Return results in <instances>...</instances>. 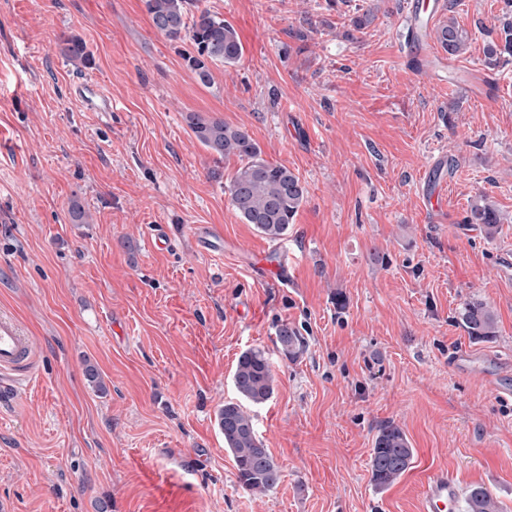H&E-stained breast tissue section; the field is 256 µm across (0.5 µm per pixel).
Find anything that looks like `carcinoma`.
<instances>
[{"label": "carcinoma", "instance_id": "carcinoma-1", "mask_svg": "<svg viewBox=\"0 0 512 512\" xmlns=\"http://www.w3.org/2000/svg\"><path fill=\"white\" fill-rule=\"evenodd\" d=\"M505 12L497 37L484 48L486 67L496 70L512 61V0H504ZM153 27L173 44L190 42L193 50L183 52L187 66L203 84L211 82V65L237 64L243 46L232 24L206 8L199 0H144ZM436 40L450 56L466 50L468 32L452 21L436 29ZM63 55L72 62L85 63L89 54L85 42L70 36L63 42ZM196 140L226 159L239 162L228 187L230 203L247 224L272 240L288 234L289 224L305 200L306 189L300 177L285 165L272 164L262 156L249 133L220 118L192 112L186 117ZM467 224L482 226L486 237H494L502 223L499 211L491 204H475L465 217ZM460 320L468 334L476 339L496 335L493 311L481 300L465 303ZM275 344L289 359L304 349L299 331L281 323L275 330ZM233 385L239 400L224 403L216 416L241 486L250 492L264 493L277 487L282 471L272 454L257 437L248 407L266 403L274 392V378L268 352L261 347L248 348L238 357ZM414 449L404 430L387 423L375 437L370 457L371 479L379 489L393 485L410 468ZM466 512H498L490 494L480 486L470 488L465 498Z\"/></svg>", "mask_w": 512, "mask_h": 512}]
</instances>
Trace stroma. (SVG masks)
Returning a JSON list of instances; mask_svg holds the SVG:
<instances>
[{
	"instance_id": "stroma-1",
	"label": "stroma",
	"mask_w": 512,
	"mask_h": 512,
	"mask_svg": "<svg viewBox=\"0 0 512 512\" xmlns=\"http://www.w3.org/2000/svg\"><path fill=\"white\" fill-rule=\"evenodd\" d=\"M403 2L200 0L244 46L206 86L143 0H0V311L41 344L33 380L0 386V512H419L440 469L512 512V396L486 379L512 367V63L483 64L504 2L444 0L439 17L467 31L450 63L490 81L481 98L406 68ZM72 35L90 53L78 68L61 53ZM85 78L112 111L72 94ZM190 112L243 127L300 177L285 239L235 213L238 161L195 139ZM481 202L503 217L491 239L465 221ZM195 225L221 228L223 251L201 250ZM471 299L494 338L461 325ZM284 322L306 340L294 359L273 343ZM255 346L275 391L252 414L282 470L263 494L240 485L215 423ZM462 348L477 372L450 366ZM388 422L414 457L381 490L369 460ZM460 320L469 336L487 339L496 336V318L493 311L481 300L472 299L465 303Z\"/></svg>"
}]
</instances>
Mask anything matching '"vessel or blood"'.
<instances>
[{"instance_id":"b4317fda","label":"vessel or blood","mask_w":512,"mask_h":512,"mask_svg":"<svg viewBox=\"0 0 512 512\" xmlns=\"http://www.w3.org/2000/svg\"><path fill=\"white\" fill-rule=\"evenodd\" d=\"M443 8V0H409L404 14L406 36L400 46L402 55L415 71L430 73L438 81L448 73L449 66L444 58L433 53L430 40L433 23ZM78 90L94 111H111L112 100L97 83L83 81ZM38 349V344L11 314H0V375L32 380ZM458 499L459 489L453 474L445 470L430 473L423 483L421 512H457Z\"/></svg>"}]
</instances>
